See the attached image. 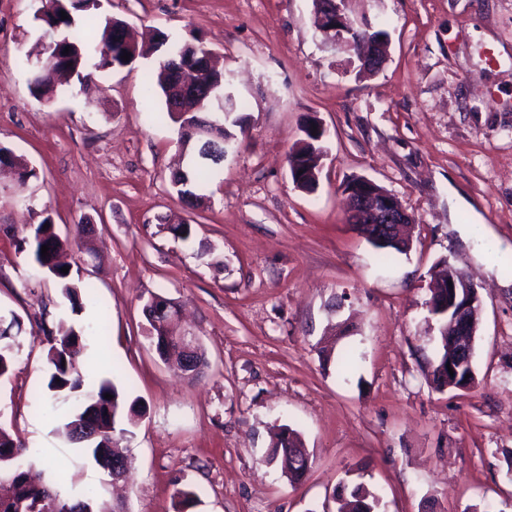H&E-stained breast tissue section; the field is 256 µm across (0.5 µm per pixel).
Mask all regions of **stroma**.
Segmentation results:
<instances>
[{"instance_id":"35a3bbf8","label":"stroma","mask_w":512,"mask_h":512,"mask_svg":"<svg viewBox=\"0 0 512 512\" xmlns=\"http://www.w3.org/2000/svg\"><path fill=\"white\" fill-rule=\"evenodd\" d=\"M41 6L0 0V145L36 172L22 185L0 170V316L23 321L0 426L37 449L44 477L103 512H174L185 486L190 512H336L348 481L378 512H512V0H348L353 21L388 33L373 75L323 43L313 0H102L138 42L197 37L234 74L244 131L195 205L170 181L178 126L143 92L163 47L37 99L18 55L45 34ZM311 113L327 155L306 193L287 156ZM359 177L415 218L390 264L347 221L341 190ZM46 216L63 237L95 226V257L63 254L91 288L80 309L20 247ZM181 222L185 241L169 231ZM444 258L482 302L466 390L428 375L430 273ZM153 295L198 336V381L151 347ZM61 321L87 334L86 383L113 378L141 407L114 434L130 470L120 487L58 432L43 329ZM281 427L309 454L297 483L266 460Z\"/></svg>"}]
</instances>
